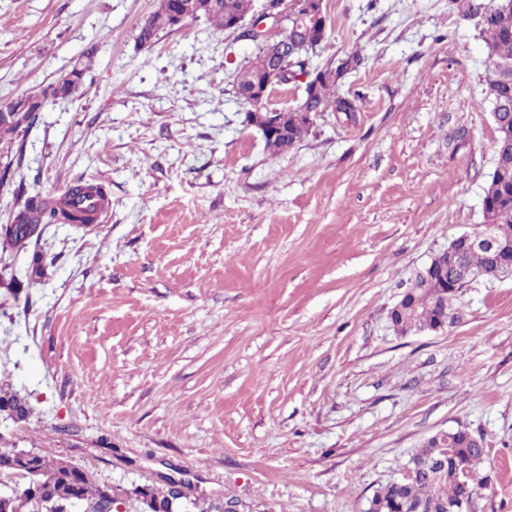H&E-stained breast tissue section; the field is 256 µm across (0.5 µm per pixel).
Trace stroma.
<instances>
[{"mask_svg": "<svg viewBox=\"0 0 512 512\" xmlns=\"http://www.w3.org/2000/svg\"><path fill=\"white\" fill-rule=\"evenodd\" d=\"M157 0H0V105L93 51L0 185L104 184L107 219L49 225L0 254V449L90 468L143 512L140 486L183 481L233 512H366L412 456L483 435L471 512H512V275L477 278L438 332L389 313L437 251L483 223L494 162L489 61L448 0H323L322 67L364 59L342 91L358 122L318 113L266 152L230 84L254 42L198 18L137 41Z\"/></svg>", "mask_w": 512, "mask_h": 512, "instance_id": "35a3bbf8", "label": "stroma"}]
</instances>
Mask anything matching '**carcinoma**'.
<instances>
[{"label":"carcinoma","mask_w":512,"mask_h":512,"mask_svg":"<svg viewBox=\"0 0 512 512\" xmlns=\"http://www.w3.org/2000/svg\"><path fill=\"white\" fill-rule=\"evenodd\" d=\"M253 0H158L157 8L141 25L138 41L143 46H151L158 34L170 31L169 23L176 4H182L184 21H194L203 16L215 27L224 24V15L243 18L252 8ZM448 4L461 7L467 17H476L480 24V35L491 60V78L488 94L492 101L512 100V11L505 0H448ZM315 51H307L301 57H291L285 68L281 84L292 83L304 68L309 66L310 57ZM93 64V52L86 51L76 60L70 71L55 80L53 96H48V88L31 91L28 97L32 104L24 116V121L0 119V142L12 143L25 136L38 122L41 112L49 102L58 99H71L79 93L84 84V76ZM361 64L357 52L347 54L333 66L326 65L318 70L316 91L307 103V111L318 113L332 110L344 115L345 121L356 120L357 99L360 94L342 92L339 82L347 73ZM272 66L270 54L260 48L255 58L233 71L232 84L236 92L247 91L261 82L268 68ZM278 124L284 129L269 151L273 156L288 152L300 143L309 133L310 127L300 119L299 113L290 109L275 113ZM496 130L494 142V165L488 173L482 203L484 218L498 225L499 235L512 238V112H498L493 116ZM105 186L85 183L81 180L70 185L66 192L54 197L39 194L30 196L18 203L14 223L18 230L11 231L0 226V246L22 248L34 238H40L50 224H71L82 227L93 221L91 201L107 199ZM431 272L425 277H416L405 292V303L394 318V327L401 333L432 326L438 321H447L450 301L467 280L463 273L471 272L487 278H497L501 274L498 258L484 251L458 252L446 259L433 257L430 260ZM9 405L25 419L31 408L28 402L8 388L0 386V406ZM453 448L454 467L448 470V478L441 484L434 482L431 472L424 467L437 456L441 449L426 446L415 455L414 463L422 465L408 481L397 484L393 481L380 487L369 501L367 512H446V506L471 497L472 490L481 484L476 479V467L484 460L486 448L463 438L455 440ZM34 470L42 481V493L38 497L30 495L23 486L8 495L4 509L0 512H54L59 504L67 502L78 492L86 505L85 512H98L103 497L104 485L94 473L69 461L54 460L46 456L34 455Z\"/></svg>","instance_id":"obj_1"}]
</instances>
